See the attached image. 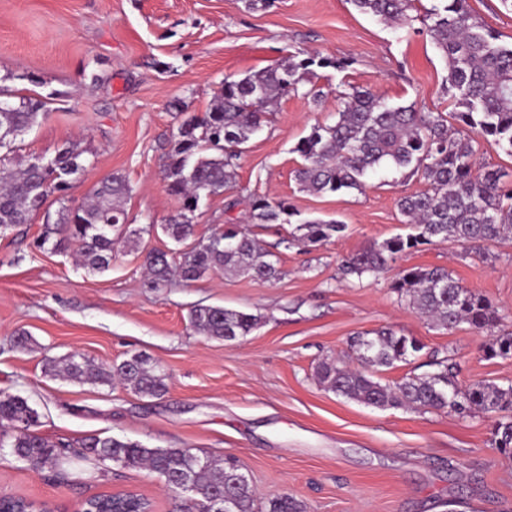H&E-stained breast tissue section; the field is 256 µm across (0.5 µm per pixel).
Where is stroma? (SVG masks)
<instances>
[{
    "label": "stroma",
    "mask_w": 512,
    "mask_h": 512,
    "mask_svg": "<svg viewBox=\"0 0 512 512\" xmlns=\"http://www.w3.org/2000/svg\"><path fill=\"white\" fill-rule=\"evenodd\" d=\"M310 49L353 58L345 71L319 70L321 104L289 94L238 161L233 190L204 198L197 237L239 221L250 196L285 199L301 218L335 219L338 238L306 251L288 246L289 225L256 229L281 270L261 282L222 271L153 290L145 256L171 242L161 226L178 208L163 188V167L177 128L208 110L225 79L272 68ZM447 70L429 36L402 33L359 13L351 0H274L250 11L243 0H0V86L51 100L49 114L19 142L17 154H50L64 141L90 152V167L44 210L80 206L100 178L120 173L132 191L128 222L107 271L81 267L72 251L36 248L43 221L0 230V390L28 400L39 432L78 451L90 436L149 447L190 448L236 458L258 500L288 495L307 512H512V458L495 444L497 417L450 409L376 408L325 389L316 367L344 358L358 333L394 328L423 350L383 371L382 382L458 367L462 384H512V357L485 354L486 334L467 325L434 327L391 288L395 272L447 268L488 298L500 327L512 331V240L472 250L426 245L397 258L391 272L344 277L349 253L409 228L397 202L425 190L391 168L364 190L299 191L296 143L315 123L336 119L339 85L377 92L396 104L451 112ZM260 316L249 335L225 344L188 322L196 305ZM26 332L32 343L19 350ZM77 353L111 366L148 355L167 375L168 393L138 396L122 385L81 384L49 373ZM116 491L146 496L171 512L174 495L146 469L72 463L63 474L36 472L0 450V494L77 512L85 499Z\"/></svg>",
    "instance_id": "obj_1"
}]
</instances>
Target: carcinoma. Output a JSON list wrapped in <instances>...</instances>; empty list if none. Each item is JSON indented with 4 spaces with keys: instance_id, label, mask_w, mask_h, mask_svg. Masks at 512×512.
<instances>
[{
    "instance_id": "carcinoma-1",
    "label": "carcinoma",
    "mask_w": 512,
    "mask_h": 512,
    "mask_svg": "<svg viewBox=\"0 0 512 512\" xmlns=\"http://www.w3.org/2000/svg\"><path fill=\"white\" fill-rule=\"evenodd\" d=\"M363 14L377 17L395 30L423 32L441 53L447 70V91L457 112H426L412 102L389 103L381 95L350 85L338 92L343 107L332 124L316 123L293 152L301 158L295 170L299 190L312 194L362 191L367 180L384 166L427 188L403 196L398 210L415 233L395 236L347 255L342 271L357 278L390 268L394 257L434 242L463 247L498 242L512 237V180L502 169L476 167L478 139L492 138L512 156V46L498 37L471 11L468 0H437L418 13L419 0H350ZM420 26H415V23ZM350 58L331 59L301 49L279 67L253 72L239 80H224L214 103L205 112L187 116L177 128L166 154V192L177 198L180 210L161 225L177 251L148 253V284L166 287L175 280L189 283L205 273L222 270L254 280L272 282L280 270L273 254L238 224L208 239H195V225L183 220L200 200L234 187L238 160L251 138L262 131L268 109L280 98L297 93L315 76L317 68L344 71ZM0 89V229L27 224L49 196L66 191L70 177L90 165L87 150L76 143L57 148L43 162L25 163L11 157L16 141L47 115V102L21 96L12 101ZM453 119L467 127L463 135L448 125ZM130 192L126 179L111 174L99 180L82 205L63 206L57 218L43 225L37 247L49 244L56 251L75 248L79 264L103 272L112 263V231L127 223L123 201ZM297 215L285 200L251 198L245 221L254 226L289 224ZM345 231L336 220H303L294 224L291 244L306 250L329 242ZM391 289L441 329L465 322L478 333L492 336L489 357L512 356V332L494 334L500 317L485 296L463 286L442 267L416 266L397 274ZM260 318L222 306L197 305L189 312L191 326L208 339L223 341L250 334ZM350 349L359 367L324 362L317 370L320 382L337 395L379 408H450L462 413L472 407L500 415L496 445L512 455V384L507 387L479 382L466 387L444 367L423 375L407 374L382 383L375 374L406 362L423 350L415 338L392 328L366 331L353 338ZM52 371L100 386L119 381L132 392L152 398L167 393V375L141 354L121 363L100 366L79 354L52 365ZM38 413L24 398L0 392V447L34 470L57 468L58 445L39 434ZM80 454L98 463L123 468H146L175 490L178 483L192 486L193 500L180 501L175 512H214L224 498V512H258L250 475L229 459L199 455L190 448H149L116 437H90ZM265 512H305L303 502L288 495L274 497Z\"/></svg>"
}]
</instances>
